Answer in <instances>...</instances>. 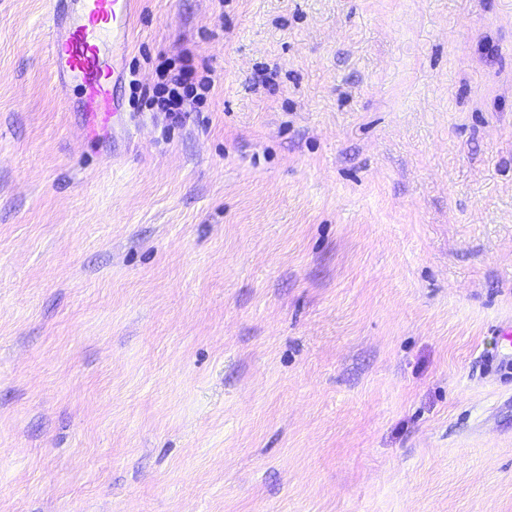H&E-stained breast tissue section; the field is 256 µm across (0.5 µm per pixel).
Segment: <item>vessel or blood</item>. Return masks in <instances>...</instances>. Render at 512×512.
<instances>
[{"label": "vessel or blood", "mask_w": 512, "mask_h": 512, "mask_svg": "<svg viewBox=\"0 0 512 512\" xmlns=\"http://www.w3.org/2000/svg\"><path fill=\"white\" fill-rule=\"evenodd\" d=\"M51 17L47 49L63 85L81 89L85 129L89 136L105 134L120 110L119 72L101 53L103 33L112 35V51L128 48L137 0H61Z\"/></svg>", "instance_id": "vessel-or-blood-1"}]
</instances>
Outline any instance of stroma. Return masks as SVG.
Instances as JSON below:
<instances>
[{
  "instance_id": "1",
  "label": "stroma",
  "mask_w": 512,
  "mask_h": 512,
  "mask_svg": "<svg viewBox=\"0 0 512 512\" xmlns=\"http://www.w3.org/2000/svg\"><path fill=\"white\" fill-rule=\"evenodd\" d=\"M50 9L0 0V512H512V0H138L96 142ZM156 75L157 86L153 96L148 99V105L163 112H186V102L193 93V88L186 84L188 72L161 57L156 66Z\"/></svg>"
}]
</instances>
